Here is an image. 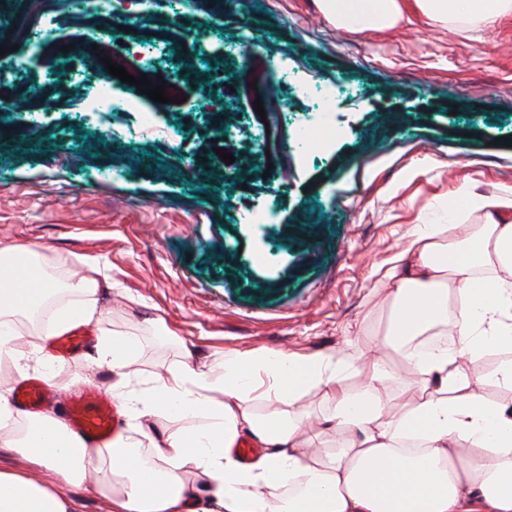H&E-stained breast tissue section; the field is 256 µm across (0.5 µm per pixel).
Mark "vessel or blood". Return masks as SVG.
Segmentation results:
<instances>
[{
	"mask_svg": "<svg viewBox=\"0 0 512 512\" xmlns=\"http://www.w3.org/2000/svg\"><path fill=\"white\" fill-rule=\"evenodd\" d=\"M91 343L88 330L81 324L50 339L53 350L64 361L81 354ZM13 392L16 405L24 411L58 397L54 389L37 380L17 382ZM63 399V422L67 431L78 436L86 448L108 447L120 432L119 408L103 391L92 387L71 390Z\"/></svg>",
	"mask_w": 512,
	"mask_h": 512,
	"instance_id": "vessel-or-blood-1",
	"label": "vessel or blood"
}]
</instances>
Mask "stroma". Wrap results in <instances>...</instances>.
<instances>
[{
  "mask_svg": "<svg viewBox=\"0 0 512 512\" xmlns=\"http://www.w3.org/2000/svg\"><path fill=\"white\" fill-rule=\"evenodd\" d=\"M109 2L108 31L74 23L66 0L35 25L61 43L105 41L130 71L166 70L162 52L142 48L174 29L196 49L204 89L153 103L147 131L137 112L84 111L94 58H0L11 73L0 80V241L42 245L66 272L100 276L103 316L90 327L135 342L131 388L188 363L222 368L232 352L356 358L387 317L383 274L421 215L463 183L480 195L512 187V21L355 32L319 0H212L200 32L184 0ZM267 64L281 76L260 114L242 81ZM297 84L332 88L335 140L300 141L318 103L295 96ZM221 147L232 164L213 163ZM247 209L276 219L240 221ZM54 380L61 392L106 391L119 377L92 349Z\"/></svg>",
  "mask_w": 512,
  "mask_h": 512,
  "instance_id": "stroma-1",
  "label": "stroma"
}]
</instances>
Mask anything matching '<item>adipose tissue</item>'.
<instances>
[{
    "label": "adipose tissue",
    "mask_w": 512,
    "mask_h": 512,
    "mask_svg": "<svg viewBox=\"0 0 512 512\" xmlns=\"http://www.w3.org/2000/svg\"><path fill=\"white\" fill-rule=\"evenodd\" d=\"M322 12L345 29L390 27L406 14L455 28L494 27L512 18V0H320ZM459 199L480 211V224H424L411 238L408 260L394 258L385 272L393 306L380 343L395 351L422 380L418 401L404 414L384 417V391L395 369L361 354L286 352L234 354L223 372L185 367L120 392L122 408L145 417L179 404L183 416L212 412L205 429L170 435L151 446L119 436L89 450L61 433L62 422L44 412L34 420L13 415L0 390V448L20 455L26 470L0 467V512H80L61 486H84L104 497L109 512H185L205 474L206 512H512V409L471 387L464 361L512 342V188L478 196L459 186ZM43 246L18 249L0 242V359L17 365L22 337H47L76 322L100 318L96 278L56 279L45 269ZM48 322L24 325L44 302ZM458 339L455 351L422 353L412 342L431 330ZM362 377L348 389L344 375ZM288 406L283 418L260 419L250 409L256 382ZM323 391L338 427L333 451L311 457L295 439L308 419L298 398ZM265 448L251 465L232 448L241 433ZM467 455H458L457 445ZM104 472L89 482L88 469Z\"/></svg>",
    "instance_id": "ef3b65f1"
}]
</instances>
